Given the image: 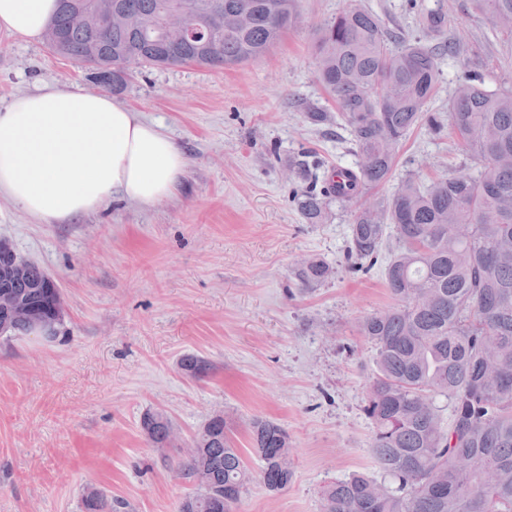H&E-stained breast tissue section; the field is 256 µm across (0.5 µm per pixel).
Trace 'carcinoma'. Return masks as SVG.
Segmentation results:
<instances>
[{
  "instance_id": "obj_1",
  "label": "carcinoma",
  "mask_w": 512,
  "mask_h": 512,
  "mask_svg": "<svg viewBox=\"0 0 512 512\" xmlns=\"http://www.w3.org/2000/svg\"><path fill=\"white\" fill-rule=\"evenodd\" d=\"M139 21L132 32L116 22L102 30L91 17L72 23L89 0H57L54 23L65 39L48 48L90 71L112 65V91H123L132 67L195 64L226 69L264 56L290 29L298 0H197L191 25L213 7L224 12L220 50L207 32L181 40L160 19L180 0H123ZM496 27L512 31V0H474ZM430 41L410 40L386 27L375 11L351 3L316 34V72L336 113L311 105V126L343 125L354 167L319 180L322 163L290 160L294 178L321 183L293 195L309 224H323L330 207L352 202L387 182L400 145L424 125L439 135L450 128L478 165L477 175L452 173L428 184L408 176L389 197L360 208L350 225L348 258L359 270L378 263L387 229L396 246L383 269L393 305L365 317L360 332L376 350L377 375L369 388L374 424L371 454L390 491L354 474L327 485L322 512H512V90L490 89L470 76L448 98L447 118L428 110L441 71L439 59L460 52L448 39L439 10L421 13ZM323 260L301 263L296 279L309 289L329 280ZM182 369L197 379L210 374L203 357L188 355ZM452 405L443 425L435 398ZM142 429L157 448L171 442L170 421L148 415ZM249 442L261 462L260 479L277 492L292 479L287 431L255 418ZM180 475L197 491L179 512H224L239 500L251 475L226 431L212 416L197 434ZM82 512H126V503L94 489Z\"/></svg>"
}]
</instances>
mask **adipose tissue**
I'll return each instance as SVG.
<instances>
[{
	"label": "adipose tissue",
	"instance_id": "1",
	"mask_svg": "<svg viewBox=\"0 0 512 512\" xmlns=\"http://www.w3.org/2000/svg\"><path fill=\"white\" fill-rule=\"evenodd\" d=\"M56 0H0V31L41 39ZM186 159L160 125L107 94L45 87L0 110V199L36 222L58 224L119 196L168 199Z\"/></svg>",
	"mask_w": 512,
	"mask_h": 512
}]
</instances>
